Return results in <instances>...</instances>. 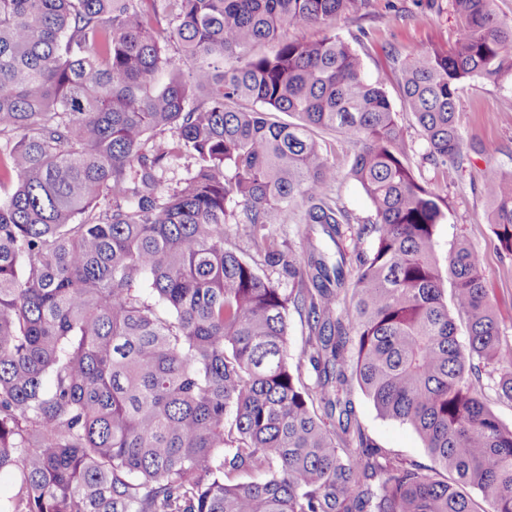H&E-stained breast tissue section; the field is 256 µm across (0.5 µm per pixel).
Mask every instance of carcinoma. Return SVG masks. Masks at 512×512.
<instances>
[{"instance_id": "obj_1", "label": "carcinoma", "mask_w": 512, "mask_h": 512, "mask_svg": "<svg viewBox=\"0 0 512 512\" xmlns=\"http://www.w3.org/2000/svg\"><path fill=\"white\" fill-rule=\"evenodd\" d=\"M451 2L449 49L393 56L443 176L468 161L462 83L512 77V22L494 0ZM368 4L0 0V177L16 181L0 199V474L18 484L0 512H512V426L479 392L512 404V342L464 242L446 298L447 203L336 34ZM317 130L347 142L372 207L349 245ZM180 159L188 176L166 183ZM481 185L512 252V172ZM292 207L322 236L301 257L260 233ZM231 222L296 287L227 244ZM291 310L309 330L296 358ZM355 384L431 464L365 433Z\"/></svg>"}]
</instances>
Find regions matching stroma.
Segmentation results:
<instances>
[{"label": "stroma", "instance_id": "35a3bbf8", "mask_svg": "<svg viewBox=\"0 0 512 512\" xmlns=\"http://www.w3.org/2000/svg\"><path fill=\"white\" fill-rule=\"evenodd\" d=\"M456 21L450 0H371L363 13L342 17L336 23L337 33L346 41H354L360 32L370 34L361 49L365 72L371 80L380 81L406 138L420 145L418 128L409 113L403 112L399 87L386 60L385 47L407 53L419 44L449 47L454 40ZM460 129L468 160L460 169H449L447 178H434L429 165L419 154H412L415 173L430 180L431 187L448 201L442 224L436 228L437 258L447 267L448 256L457 240L466 239L481 258L485 285L495 307L501 332L512 340V254L503 250L490 224V204L480 191L483 171L490 166L512 171V79L490 81L475 78L463 84L460 92ZM320 141L334 161L339 177L332 194L348 210L355 221L371 215L368 198L346 172L352 158L349 145L340 137L324 133ZM356 414L365 432L376 443L399 456L420 463L429 458L418 435L399 422L381 418L360 389H353Z\"/></svg>", "mask_w": 512, "mask_h": 512}]
</instances>
